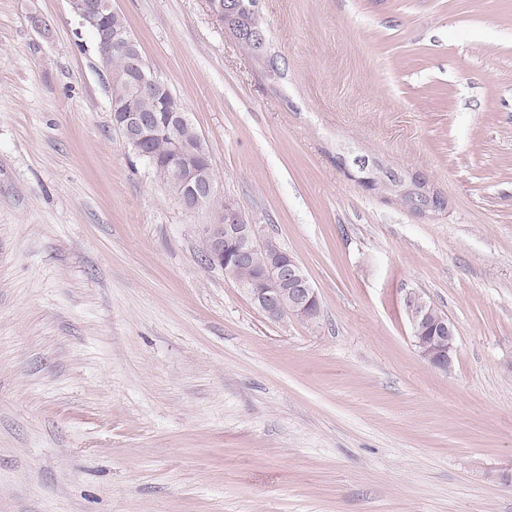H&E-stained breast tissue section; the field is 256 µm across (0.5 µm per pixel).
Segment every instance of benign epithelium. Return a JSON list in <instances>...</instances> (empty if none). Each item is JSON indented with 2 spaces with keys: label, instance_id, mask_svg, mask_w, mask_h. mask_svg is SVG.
<instances>
[{
  "label": "benign epithelium",
  "instance_id": "1",
  "mask_svg": "<svg viewBox=\"0 0 512 512\" xmlns=\"http://www.w3.org/2000/svg\"><path fill=\"white\" fill-rule=\"evenodd\" d=\"M69 5L80 28L98 33L96 54L104 58L118 54L127 59L125 75L130 93L125 100L112 105V126L133 152L149 166H154L155 158L146 151L145 139L167 125L173 131L184 129L194 135V140H199L187 112H176L170 117L162 114L150 120L137 110L138 98H159L167 91V85L156 73L144 68L136 47L137 40L131 31L115 24L107 25L109 0H69ZM212 7L224 17V25L230 32L236 36L249 32L259 41V49L265 48V31L255 5H247L243 0H229L225 4L216 2ZM193 152L189 141H176L170 162L171 177L180 188L177 201L188 212L205 209L206 200L217 195L215 175L193 165ZM197 232L208 246L206 259L211 267L222 269L230 264L245 263L257 246L256 225L245 223L238 211L231 207L198 225ZM243 292L270 320L279 321L288 315L313 321L318 316V292L299 261L287 253L274 259L270 270L260 277L259 286L245 287ZM428 304V299L416 289H408L402 296V309L417 353L431 367L448 371L453 368L457 355L456 325L446 317L435 324L433 335H425L428 321L424 307Z\"/></svg>",
  "mask_w": 512,
  "mask_h": 512
}]
</instances>
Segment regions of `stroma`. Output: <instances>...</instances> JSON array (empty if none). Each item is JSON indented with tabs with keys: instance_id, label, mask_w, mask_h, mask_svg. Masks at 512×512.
Instances as JSON below:
<instances>
[{
	"instance_id": "obj_1",
	"label": "stroma",
	"mask_w": 512,
	"mask_h": 512,
	"mask_svg": "<svg viewBox=\"0 0 512 512\" xmlns=\"http://www.w3.org/2000/svg\"><path fill=\"white\" fill-rule=\"evenodd\" d=\"M112 6L321 313L269 320L202 262L210 211L114 130L67 0H0V512H512V0H260L270 69L209 0ZM429 303L424 294L416 289H408L402 296V309L417 353L431 367L448 371L453 368L457 355L456 325L434 304L427 309V321L424 307ZM442 317L445 318L438 321ZM435 322L433 336H424L428 323Z\"/></svg>"
}]
</instances>
